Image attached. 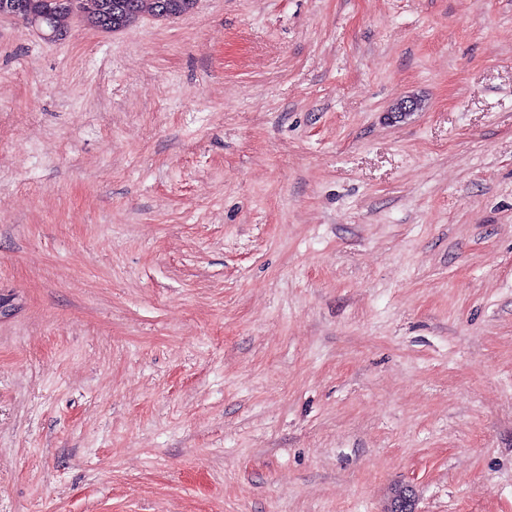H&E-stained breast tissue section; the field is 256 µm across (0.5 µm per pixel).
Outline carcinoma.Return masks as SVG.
<instances>
[{"instance_id": "cac0c4a2", "label": "carcinoma", "mask_w": 512, "mask_h": 512, "mask_svg": "<svg viewBox=\"0 0 512 512\" xmlns=\"http://www.w3.org/2000/svg\"><path fill=\"white\" fill-rule=\"evenodd\" d=\"M19 7L13 18L31 27L38 23L55 34L64 36L68 14L65 0H15ZM96 5L85 15V21L102 32L125 29L145 13L157 18L179 17L190 12L195 0H95Z\"/></svg>"}]
</instances>
